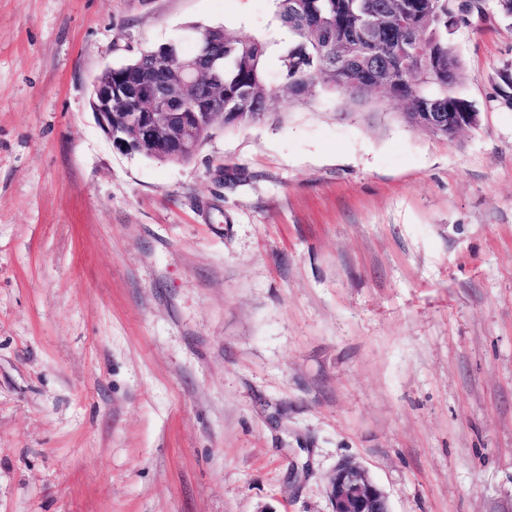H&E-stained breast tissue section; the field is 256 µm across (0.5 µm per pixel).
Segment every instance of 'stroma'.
<instances>
[{"mask_svg": "<svg viewBox=\"0 0 512 512\" xmlns=\"http://www.w3.org/2000/svg\"><path fill=\"white\" fill-rule=\"evenodd\" d=\"M277 0H0V512H512V18L448 29V139L282 97L186 163L116 150L102 69ZM330 499L332 512H391L385 493L352 461L336 468Z\"/></svg>", "mask_w": 512, "mask_h": 512, "instance_id": "35a3bbf8", "label": "stroma"}]
</instances>
